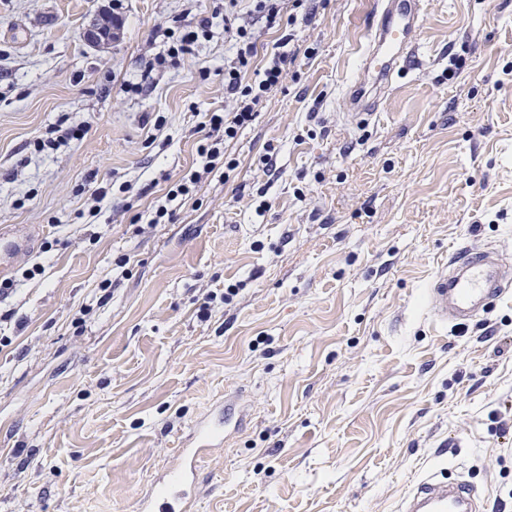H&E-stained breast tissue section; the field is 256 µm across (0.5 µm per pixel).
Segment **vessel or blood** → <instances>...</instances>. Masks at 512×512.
Segmentation results:
<instances>
[{"instance_id": "b4317fda", "label": "vessel or blood", "mask_w": 512, "mask_h": 512, "mask_svg": "<svg viewBox=\"0 0 512 512\" xmlns=\"http://www.w3.org/2000/svg\"><path fill=\"white\" fill-rule=\"evenodd\" d=\"M426 0H374L373 17L363 36L357 75L346 83L347 115L362 121L377 116L399 75L422 65L419 55ZM512 287L500 257L468 249L453 257L434 277L429 309L439 322L468 326L487 313ZM233 417L226 403L216 404L194 423L179 442L176 466L155 475L153 488L140 496L133 512H193L201 495L198 464L224 445V428ZM470 485L424 476L402 501L400 512H478Z\"/></svg>"}]
</instances>
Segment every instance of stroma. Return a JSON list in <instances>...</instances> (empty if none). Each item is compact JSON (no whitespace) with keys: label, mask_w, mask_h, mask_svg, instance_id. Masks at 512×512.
<instances>
[{"label":"stroma","mask_w":512,"mask_h":512,"mask_svg":"<svg viewBox=\"0 0 512 512\" xmlns=\"http://www.w3.org/2000/svg\"><path fill=\"white\" fill-rule=\"evenodd\" d=\"M371 8L307 0L308 20L270 28L246 0H0V238L39 232L0 300V512H132L224 396L249 422L203 460L196 512H398L431 472L512 512V293L464 330L425 296L462 246L512 260V0H428L424 67L355 123L343 85ZM110 11L119 40L89 44ZM228 16L255 65L289 32L297 58L228 146L236 168L150 227L199 114L233 107ZM65 120L83 140L36 152ZM239 282L201 316L203 292ZM209 27V20L203 18L195 27H183L176 38V43L170 47L171 57L178 56L179 52L189 53L192 46L198 41L200 35H204Z\"/></svg>","instance_id":"35a3bbf8"}]
</instances>
